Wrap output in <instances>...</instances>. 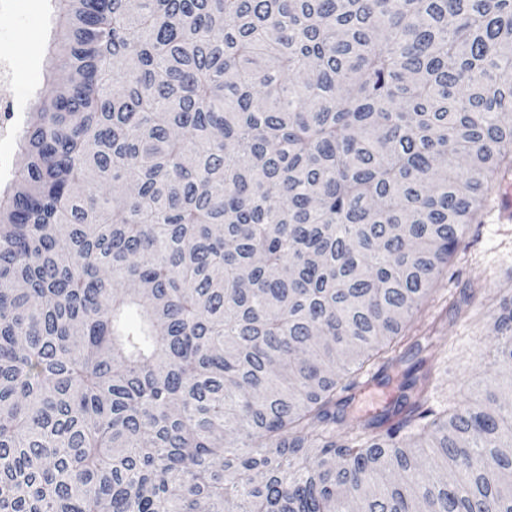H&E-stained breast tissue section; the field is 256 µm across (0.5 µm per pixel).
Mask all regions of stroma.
Segmentation results:
<instances>
[{
    "mask_svg": "<svg viewBox=\"0 0 512 512\" xmlns=\"http://www.w3.org/2000/svg\"><path fill=\"white\" fill-rule=\"evenodd\" d=\"M55 0H11L0 11V55L12 64L13 106L8 123L13 132L0 136V192L12 190L23 156L20 134L30 120L35 100L46 87L48 47L56 33ZM482 289L470 313L454 317L452 303L473 283ZM512 296V222L501 223L496 215L472 225L465 246L440 276L422 306L423 319L442 316L441 338L432 349L440 367L435 401L457 403L471 393L478 380L493 382L495 370L490 351L494 343L489 326L505 298ZM401 372H393L384 384H375L356 395L348 411L361 417L382 411L398 395Z\"/></svg>",
    "mask_w": 512,
    "mask_h": 512,
    "instance_id": "1",
    "label": "stroma"
}]
</instances>
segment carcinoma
Listing matches in <instances>:
<instances>
[{
    "label": "carcinoma",
    "mask_w": 512,
    "mask_h": 512,
    "mask_svg": "<svg viewBox=\"0 0 512 512\" xmlns=\"http://www.w3.org/2000/svg\"><path fill=\"white\" fill-rule=\"evenodd\" d=\"M58 10L77 79L0 195V512H512V302L440 409L410 326L512 173V0ZM415 360H409L401 365L396 372L388 371L391 380L389 383L371 385L363 394L358 392L355 400L351 402L348 411L352 417H361L382 411L393 402L399 394L397 385L402 379L405 370L413 365ZM362 394V395H361ZM394 398V399H393ZM390 402V403H389ZM389 403V404H388Z\"/></svg>",
    "instance_id": "cac0c4a2"
}]
</instances>
